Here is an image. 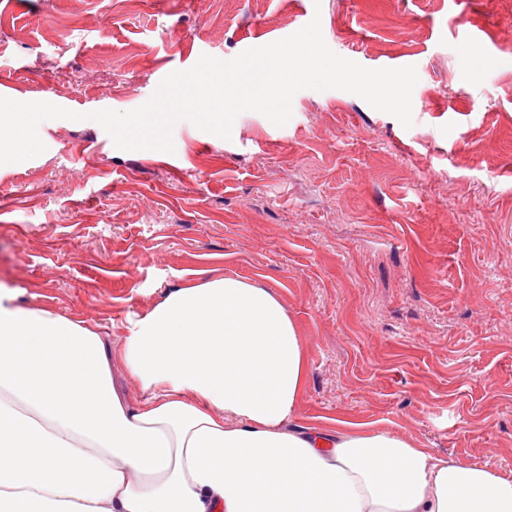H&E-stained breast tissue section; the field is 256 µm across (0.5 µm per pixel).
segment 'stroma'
I'll use <instances>...</instances> for the list:
<instances>
[{
	"label": "stroma",
	"instance_id": "stroma-1",
	"mask_svg": "<svg viewBox=\"0 0 512 512\" xmlns=\"http://www.w3.org/2000/svg\"><path fill=\"white\" fill-rule=\"evenodd\" d=\"M320 15L368 68L412 66L411 128L303 89L282 126L188 121L118 149L91 112L143 105ZM0 97L80 113L0 165V285L121 336L173 286L276 293L309 359L297 423L369 427L512 473V0H0Z\"/></svg>",
	"mask_w": 512,
	"mask_h": 512
}]
</instances>
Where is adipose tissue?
<instances>
[{
  "label": "adipose tissue",
  "instance_id": "adipose-tissue-1",
  "mask_svg": "<svg viewBox=\"0 0 512 512\" xmlns=\"http://www.w3.org/2000/svg\"><path fill=\"white\" fill-rule=\"evenodd\" d=\"M307 376L280 298L236 275L171 288L115 343L0 287V512H512L497 470L295 425Z\"/></svg>",
  "mask_w": 512,
  "mask_h": 512
}]
</instances>
